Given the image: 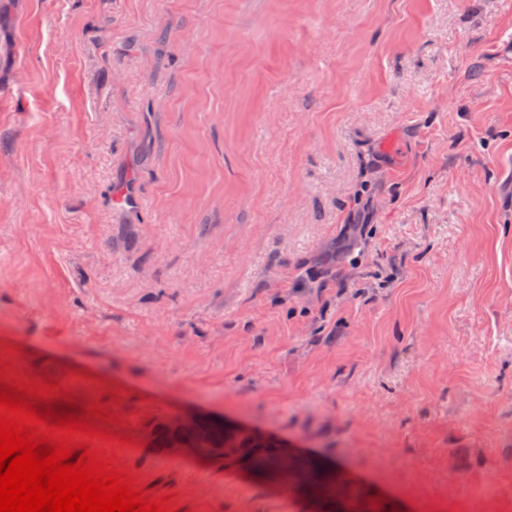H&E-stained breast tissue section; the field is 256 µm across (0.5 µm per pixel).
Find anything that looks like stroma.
I'll return each mask as SVG.
<instances>
[{"instance_id":"obj_1","label":"stroma","mask_w":512,"mask_h":512,"mask_svg":"<svg viewBox=\"0 0 512 512\" xmlns=\"http://www.w3.org/2000/svg\"><path fill=\"white\" fill-rule=\"evenodd\" d=\"M0 361L175 512H328L181 414L512 512V0H0Z\"/></svg>"}]
</instances>
